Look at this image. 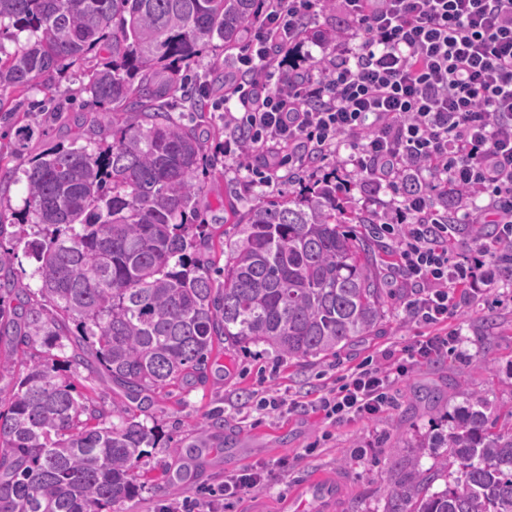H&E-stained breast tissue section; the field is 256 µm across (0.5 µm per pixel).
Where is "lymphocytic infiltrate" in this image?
I'll return each instance as SVG.
<instances>
[{"mask_svg":"<svg viewBox=\"0 0 512 512\" xmlns=\"http://www.w3.org/2000/svg\"><path fill=\"white\" fill-rule=\"evenodd\" d=\"M323 6L265 0L229 77L225 97L243 115L224 112V158H252L253 175L272 189L289 161L317 180L350 138L336 186L401 192L377 214L398 259L395 285L412 289L416 319L440 324L512 264V0H340L346 28L335 58L301 66L293 55ZM461 223L493 225L494 238L475 234L469 255L456 256L448 235ZM458 336L384 353L322 397L326 417L379 414L396 379Z\"/></svg>","mask_w":512,"mask_h":512,"instance_id":"f902f5d3","label":"lymphocytic infiltrate"}]
</instances>
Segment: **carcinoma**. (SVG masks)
I'll return each instance as SVG.
<instances>
[{"mask_svg": "<svg viewBox=\"0 0 512 512\" xmlns=\"http://www.w3.org/2000/svg\"><path fill=\"white\" fill-rule=\"evenodd\" d=\"M258 0H0V92L49 91L62 78L109 116L111 141L38 152L24 170L25 210L40 228L15 238L37 263V292L13 276L15 251L0 250V339L13 355L43 348L12 375L0 412V512H112L133 497L156 429L105 412L77 393L83 368L109 378L127 400L206 380L214 350L264 344L281 357L336 354L381 319L372 239L347 224L372 220L339 205L323 183L250 208L222 242L224 280L197 250L189 223L205 190V153L194 126L175 120L168 98L183 71L219 41L236 49L258 24ZM98 65L84 66L90 54ZM57 121L69 111L50 97L38 106ZM40 122L16 129L26 148ZM72 345L70 355L62 352ZM477 394L440 429L412 444L413 472L391 479L387 512H512V424L492 430ZM202 425L188 460L213 447ZM443 448L445 489L429 491L418 458Z\"/></svg>", "mask_w": 512, "mask_h": 512, "instance_id": "cac0c4a2", "label": "carcinoma"}]
</instances>
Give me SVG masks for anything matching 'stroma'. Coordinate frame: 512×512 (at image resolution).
I'll use <instances>...</instances> for the list:
<instances>
[{"instance_id": "1", "label": "stroma", "mask_w": 512, "mask_h": 512, "mask_svg": "<svg viewBox=\"0 0 512 512\" xmlns=\"http://www.w3.org/2000/svg\"><path fill=\"white\" fill-rule=\"evenodd\" d=\"M224 59L221 51L208 49L188 71L210 92L196 126L211 167L192 221L209 225L217 236L232 229L226 220L227 204L243 214L271 195L288 196L300 189L296 178L284 177L276 192L266 191L251 185L244 164L225 162L224 85L215 79L225 71ZM86 109L83 98L74 99L72 121L41 123L28 149L10 157L8 175L0 174L1 223L21 224L26 233H33L24 212L23 171L42 149L70 145L82 135L75 117ZM374 268L384 283L383 316L362 341L325 359L288 360L262 344L227 350L212 355L205 383L157 395L149 414L158 444L149 451L147 478L138 494L116 505L115 512H157L169 501L164 469L180 468L200 423L217 414L224 417V437L231 446L204 462L199 477L187 483L185 495L197 498L203 489L223 485L227 476L260 470L265 474L263 486L232 500L226 512H315L312 499L288 502L293 492L314 480L342 486L340 498L327 512H386L392 477L410 470L411 443L440 421L436 403L453 410L475 393L487 401L491 417L511 413L512 287L504 285L457 307L448 324L460 330L459 342L441 358L414 364L396 381L385 412L371 419L325 418L316 403L323 391L339 386L357 365L380 359L382 351L402 352L431 332L387 288L390 264L385 253H377ZM429 390L438 393L439 402L425 399ZM272 396L285 399V406H261V398Z\"/></svg>"}]
</instances>
